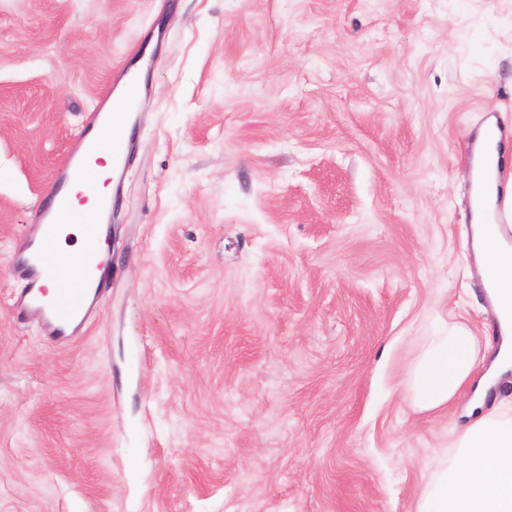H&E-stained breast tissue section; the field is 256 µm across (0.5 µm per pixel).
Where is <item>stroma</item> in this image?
I'll return each instance as SVG.
<instances>
[{
	"mask_svg": "<svg viewBox=\"0 0 512 512\" xmlns=\"http://www.w3.org/2000/svg\"><path fill=\"white\" fill-rule=\"evenodd\" d=\"M127 64L110 287L53 345L9 263ZM491 117L512 149V0H0V512H415L469 397L405 369L493 328ZM495 138L490 131L483 140L478 136L471 139L470 162L477 159L480 176V193L477 203L484 208L485 222L480 224V211L471 206L472 235L485 288L494 302V311L505 336L512 334V310H504L496 303L493 283L496 280L512 283V246L507 245L498 235L485 227L484 224H495L499 235L512 243V206L508 205L501 187L506 174L500 156L490 151L488 144ZM496 191V202L493 208L485 206L487 198ZM510 333V334H509Z\"/></svg>",
	"mask_w": 512,
	"mask_h": 512,
	"instance_id": "stroma-1",
	"label": "stroma"
}]
</instances>
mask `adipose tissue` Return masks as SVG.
<instances>
[{
    "label": "adipose tissue",
    "mask_w": 512,
    "mask_h": 512,
    "mask_svg": "<svg viewBox=\"0 0 512 512\" xmlns=\"http://www.w3.org/2000/svg\"><path fill=\"white\" fill-rule=\"evenodd\" d=\"M472 235L485 287L512 283V246L480 224L472 209ZM512 372V344L501 343L493 359L478 337L452 324L434 336L408 378L413 404L439 412L469 395L476 415L452 443L454 452L423 483L416 512H512V413L484 411L489 391Z\"/></svg>",
    "instance_id": "adipose-tissue-1"
}]
</instances>
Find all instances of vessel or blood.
I'll use <instances>...</instances> for the list:
<instances>
[{
    "label": "vessel or blood",
    "mask_w": 512,
    "mask_h": 512,
    "mask_svg": "<svg viewBox=\"0 0 512 512\" xmlns=\"http://www.w3.org/2000/svg\"><path fill=\"white\" fill-rule=\"evenodd\" d=\"M121 88L112 96V109L108 112H93L87 117V127L82 130L78 141L68 153L59 168L50 194L49 204L39 213L36 233L27 240L25 247L29 257L15 262L11 267L12 276L24 279L29 288L26 294L14 302L18 316L36 312L42 321L43 334L57 345L72 342L74 336L84 332L85 317L91 308L90 296H101L106 291L104 280L93 279L92 270L104 269L102 254L110 248L109 237L102 230L112 224V202L100 200L88 218L83 229L86 243L81 263L83 275L67 278L62 274L69 258L57 246L61 228L73 223L74 214L64 189L68 183L78 182L86 186L96 184L100 179L98 166L101 156L112 159L113 170L119 171L126 165L131 152L127 131L135 119L131 110L141 97L144 88L140 80L130 73H122ZM470 159L476 160L480 176L478 205L485 208L486 223L496 225L499 235L512 243V206L498 197L506 168L502 160L490 151L487 141L472 139ZM495 197L494 207H487L488 197ZM58 284L55 296H48L46 282Z\"/></svg>",
    "instance_id": "obj_1"
}]
</instances>
